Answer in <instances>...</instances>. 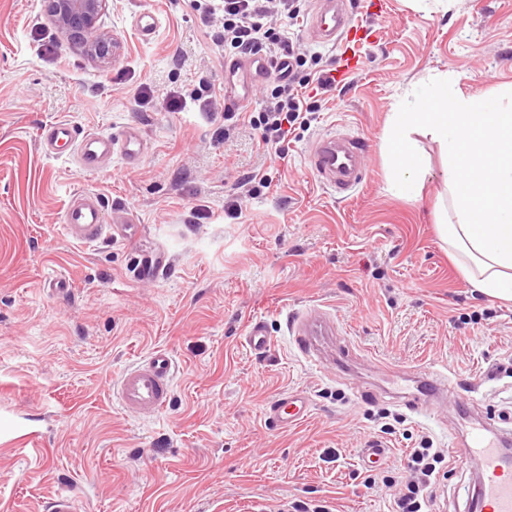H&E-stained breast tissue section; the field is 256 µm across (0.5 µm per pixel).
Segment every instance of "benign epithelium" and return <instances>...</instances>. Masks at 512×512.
Listing matches in <instances>:
<instances>
[{
    "label": "benign epithelium",
    "instance_id": "7a95c632",
    "mask_svg": "<svg viewBox=\"0 0 512 512\" xmlns=\"http://www.w3.org/2000/svg\"><path fill=\"white\" fill-rule=\"evenodd\" d=\"M109 0H42L44 13L57 32L88 60L112 63L116 45L99 20Z\"/></svg>",
    "mask_w": 512,
    "mask_h": 512
}]
</instances>
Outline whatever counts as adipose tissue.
I'll return each mask as SVG.
<instances>
[{
    "mask_svg": "<svg viewBox=\"0 0 512 512\" xmlns=\"http://www.w3.org/2000/svg\"><path fill=\"white\" fill-rule=\"evenodd\" d=\"M437 143L451 212L438 231L463 275L484 295L512 300V86L476 99L452 76H428L388 142L394 195L417 199L431 171L420 138Z\"/></svg>",
    "mask_w": 512,
    "mask_h": 512,
    "instance_id": "obj_1",
    "label": "adipose tissue"
}]
</instances>
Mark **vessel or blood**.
I'll use <instances>...</instances> for the list:
<instances>
[{"label": "vessel or blood", "mask_w": 512, "mask_h": 512, "mask_svg": "<svg viewBox=\"0 0 512 512\" xmlns=\"http://www.w3.org/2000/svg\"><path fill=\"white\" fill-rule=\"evenodd\" d=\"M310 33L315 39L336 44L363 43L371 33L367 27L356 25L347 0H317ZM288 58H270L264 55L247 58H228L224 74L231 85L226 99V111H234L255 94L270 76L287 77ZM39 147L49 158L59 159L70 154L85 171L97 169L101 159L118 154L127 162L140 157L141 141L136 131H125L121 136L81 132L67 120L44 124L39 134ZM310 169L325 185L337 194H345L357 186L366 173L365 148L353 137L333 135L318 140L309 155ZM63 232L74 242L91 244L102 236L130 240L140 233L136 224H109L105 221V207L99 195L84 192L71 196L63 213ZM169 259L165 254L145 252L135 260L134 275L141 280L156 278L165 269ZM325 313L308 310L293 319L290 330L303 350H310L311 338L322 328L330 326ZM246 346L255 354H265L272 345L262 321L249 323L244 337ZM448 391V378L440 372L421 375L413 391L404 397L407 405L428 411L436 408ZM120 406L128 412L144 417L157 415L167 409L173 397V359L167 351L156 350L120 376L115 387ZM310 409V401L303 393H291L270 401L266 406L268 419L277 427L288 428L303 421ZM468 452L481 464L482 480L473 501L475 512H512V460L493 441L483 434H475Z\"/></svg>", "instance_id": "obj_1"}]
</instances>
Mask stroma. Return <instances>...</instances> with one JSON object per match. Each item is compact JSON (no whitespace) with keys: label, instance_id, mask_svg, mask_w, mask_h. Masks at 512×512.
Returning <instances> with one entry per match:
<instances>
[{"label":"stroma","instance_id":"35a3bbf8","mask_svg":"<svg viewBox=\"0 0 512 512\" xmlns=\"http://www.w3.org/2000/svg\"><path fill=\"white\" fill-rule=\"evenodd\" d=\"M355 18L378 40L355 46L359 67L325 95L288 154L265 147L249 117L265 90L225 120L223 22L206 0H110L103 29L119 58L102 69L60 38L41 0H0V499L8 512H46L73 490L82 512H393V489L422 440L452 449L437 481L436 512H468L475 471L459 449L476 418L512 428V301L465 279L437 233L442 192L437 144L421 198L389 190L386 142L406 88L451 72L483 97L512 85V0H454L450 10L408 0H357ZM158 18L143 37L140 13ZM179 96L183 105L171 110ZM66 119L80 131L138 130L135 163L99 169L45 157L38 133ZM329 133L367 146L362 182L340 197L310 171ZM267 178L253 192L251 180ZM97 193L143 228L135 241L67 239L71 193ZM238 200L237 218L224 213ZM206 206L207 218L193 209ZM166 252L156 281L134 276L138 250ZM69 297L50 290L56 276ZM320 308L338 332L298 352L289 314ZM264 320L268 353L244 344ZM163 349L174 394L154 417L126 413L121 374ZM446 373L472 415L416 412L390 397L389 369ZM370 390L362 399L357 388ZM305 393L310 412L282 429L267 403ZM36 430V442L24 440ZM383 459L370 467V442Z\"/></svg>","mask_w":512,"mask_h":512}]
</instances>
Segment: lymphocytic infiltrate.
<instances>
[{
    "mask_svg": "<svg viewBox=\"0 0 512 512\" xmlns=\"http://www.w3.org/2000/svg\"><path fill=\"white\" fill-rule=\"evenodd\" d=\"M275 14L297 19L299 0H224V29L217 39L223 42L225 51L234 55L267 54L276 47L292 57L295 72L285 80L273 78L267 105L254 123L261 131L263 145L283 156L288 152V135L292 128L307 122L298 92L303 80L297 74L305 60L303 54L294 51L289 44L285 31L271 26L270 19ZM445 457L446 451L442 448L425 445L411 449L406 462L409 476L394 498L395 512H429L436 466Z\"/></svg>",
    "mask_w": 512,
    "mask_h": 512,
    "instance_id": "obj_1",
    "label": "lymphocytic infiltrate"
}]
</instances>
